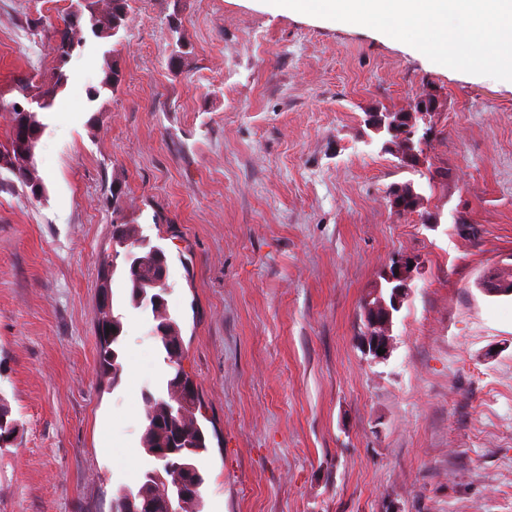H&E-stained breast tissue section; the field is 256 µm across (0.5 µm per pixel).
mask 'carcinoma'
I'll return each mask as SVG.
<instances>
[{"label":"carcinoma","mask_w":512,"mask_h":512,"mask_svg":"<svg viewBox=\"0 0 512 512\" xmlns=\"http://www.w3.org/2000/svg\"><path fill=\"white\" fill-rule=\"evenodd\" d=\"M91 10L89 0H79L63 17L64 28L55 29L57 33V59L53 80L48 85H35L29 79L18 82L17 89L22 97L30 94L39 95L52 104L58 90L68 80L64 65L72 56L76 46L69 37V31L90 24L97 38H109L118 34L125 27L128 0H112V11L107 22L102 23ZM383 126L376 132L386 137V143L398 147L401 161L411 165L416 162L421 152V141L408 136L411 113L392 112L382 116ZM37 141L25 140L17 131H12L10 148L0 156V166L10 174L9 178H0V187L20 185L33 198L42 196L44 185L36 169L18 166L20 154L29 147L36 146ZM418 194L409 187L394 192V206L402 212H412L417 207ZM112 246L114 257L120 253H129L136 248L145 258H156L162 263L168 259L163 247L153 243L151 238L142 234L137 224L125 221L120 209H114ZM155 266L144 264L137 269L125 265L123 273L129 288V300L133 308H150L153 319L157 321V339L166 354L167 362L175 368L173 378L168 381L167 393L162 397L151 394L144 396L145 426L141 437L142 448L152 458L153 466L145 470L135 488L123 490L115 499L112 512H129L135 506L136 512H203L202 487L205 484L204 472L200 466L202 455L207 452V435L199 424L197 412L200 399L194 378L182 366L184 356L183 340L180 327L175 317L169 312L164 295L167 288L158 290L151 287ZM486 281H495L496 287L486 289L493 296L512 295V268L502 269L484 277ZM159 295L157 301L145 304L141 300L144 294ZM101 321L112 325V334L102 337L100 353L101 372L112 371L117 375L121 371L119 361L120 339L123 332L121 316L101 312ZM17 432V424L11 418L9 408L0 405V443L10 440ZM184 470L188 474L189 487L181 491L177 486L176 473Z\"/></svg>","instance_id":"1"}]
</instances>
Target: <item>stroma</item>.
I'll list each match as a JSON object with an SVG mask.
<instances>
[{
    "label": "stroma",
    "instance_id": "stroma-1",
    "mask_svg": "<svg viewBox=\"0 0 512 512\" xmlns=\"http://www.w3.org/2000/svg\"><path fill=\"white\" fill-rule=\"evenodd\" d=\"M70 5L0 0V151L16 81L59 65ZM129 6L120 40L72 33L67 85L37 114L43 196L0 191V398L18 423L0 512H112L152 464L143 396L174 370L118 273L120 384L99 372L116 206L168 256L203 512H512V297L480 285L512 263V81L252 0ZM429 95L411 167L367 118ZM406 184L420 201L401 214ZM402 255L423 268L376 362L363 305Z\"/></svg>",
    "mask_w": 512,
    "mask_h": 512
}]
</instances>
